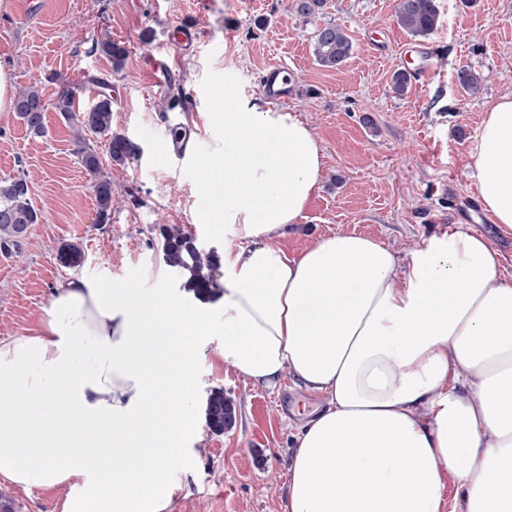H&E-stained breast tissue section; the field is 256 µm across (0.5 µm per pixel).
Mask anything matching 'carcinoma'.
Instances as JSON below:
<instances>
[{"label": "carcinoma", "mask_w": 512, "mask_h": 512, "mask_svg": "<svg viewBox=\"0 0 512 512\" xmlns=\"http://www.w3.org/2000/svg\"><path fill=\"white\" fill-rule=\"evenodd\" d=\"M324 2L292 0V8L296 14L308 18L319 13ZM395 17L398 25L409 34L424 38L437 28L439 10L435 0H396ZM100 49L117 66L126 55L123 46L110 40L103 41ZM351 51L349 37L336 24L325 23L315 31L313 55L321 66L336 69L348 60ZM50 109L60 113L72 129L74 154L93 179L96 223L106 224L112 215L115 188L86 134L91 132L106 139L110 160L118 165L136 159L140 147L130 137L112 131V103L105 95L101 103L80 110L75 106V93L69 88L58 91L52 98L45 96L42 89L35 86L20 87L16 91L13 111L26 125L29 133L36 136L45 133V112ZM38 220V212L29 198L26 179L21 176L0 179V246L19 245L22 240L21 225L36 224ZM160 248L164 262L187 275L184 287L192 290L196 296L206 297L218 291L217 257L212 253L201 252L190 232L176 225L162 226ZM59 260L66 267H76L82 264L84 253L79 246L70 244L61 249ZM236 414L235 403L224 395V389L214 388L210 391L205 409L209 431L214 434L224 433L226 417Z\"/></svg>", "instance_id": "obj_1"}]
</instances>
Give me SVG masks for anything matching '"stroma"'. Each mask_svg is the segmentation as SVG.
I'll use <instances>...</instances> for the list:
<instances>
[{"label":"stroma","mask_w":512,"mask_h":512,"mask_svg":"<svg viewBox=\"0 0 512 512\" xmlns=\"http://www.w3.org/2000/svg\"><path fill=\"white\" fill-rule=\"evenodd\" d=\"M19 0L0 11V66L12 88L35 85L46 95L72 89L82 107L104 94L112 129L141 147L140 156L112 168L116 187L109 223L95 221L92 179L73 153L71 132L47 112L46 133L28 132L15 112H0V179L25 177L40 212L20 246L0 247V339L25 334L40 320L56 288L71 275L110 288L143 281L165 268L158 249L162 226L191 231L202 252H223L224 237L196 221L199 175L189 159L171 165V130L191 131L196 149L212 136L222 111L224 82L242 96H259V78L286 66L292 94L279 106L296 111L323 155L320 191L296 228L278 243L288 256L338 231L370 235L396 251L463 223L487 238L512 277V229L481 221L468 168V148L482 112L512 95V0H436L437 29L414 38L395 21V0H326L304 18L292 0H47L41 16L22 13ZM196 28V49L164 45L173 24ZM332 22L352 40L341 67L319 66L311 54L315 29ZM127 55L113 68L103 39ZM431 49L433 68L405 96L391 89L396 71L417 73L416 47ZM166 56L174 79L148 85L149 56ZM467 69L482 79L476 96L459 86ZM95 82L84 92L80 81ZM78 245L83 263L64 267L63 245ZM164 288L181 287L180 271L165 268ZM224 339L208 337L196 363L198 403L221 388L237 405V422L221 435L197 420L199 441L172 470L161 512H285L293 437L299 423L285 410L301 394L291 376L276 389L252 385L224 362ZM72 487L24 490L0 481L10 512H67Z\"/></svg>","instance_id":"1"}]
</instances>
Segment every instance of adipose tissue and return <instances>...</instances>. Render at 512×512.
I'll list each match as a JSON object with an SVG mask.
<instances>
[{
    "mask_svg": "<svg viewBox=\"0 0 512 512\" xmlns=\"http://www.w3.org/2000/svg\"><path fill=\"white\" fill-rule=\"evenodd\" d=\"M196 220L224 229L213 300L72 276L27 335L0 340V479H80L75 512H159L197 416L196 356L320 394L296 434L288 512H440L452 471L467 512H512V279L464 224L400 253L339 231L288 257L277 241L322 182L294 112L224 85ZM479 199L512 229V97L468 150ZM241 245H233L236 237Z\"/></svg>",
    "mask_w": 512,
    "mask_h": 512,
    "instance_id": "ef3b65f1",
    "label": "adipose tissue"
}]
</instances>
